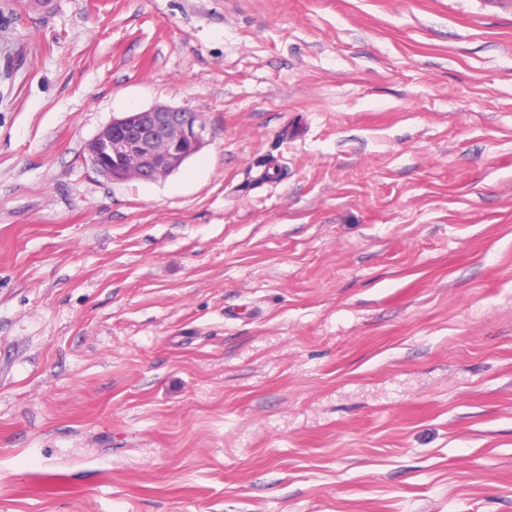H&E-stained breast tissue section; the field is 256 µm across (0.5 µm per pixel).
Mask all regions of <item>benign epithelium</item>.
<instances>
[{"label":"benign epithelium","mask_w":512,"mask_h":512,"mask_svg":"<svg viewBox=\"0 0 512 512\" xmlns=\"http://www.w3.org/2000/svg\"><path fill=\"white\" fill-rule=\"evenodd\" d=\"M203 132L199 113L156 105L112 119L88 145V157L113 181H155L202 149Z\"/></svg>","instance_id":"1"}]
</instances>
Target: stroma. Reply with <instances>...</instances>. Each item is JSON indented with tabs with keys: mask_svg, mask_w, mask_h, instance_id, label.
<instances>
[{
	"mask_svg": "<svg viewBox=\"0 0 512 512\" xmlns=\"http://www.w3.org/2000/svg\"><path fill=\"white\" fill-rule=\"evenodd\" d=\"M0 512H512V0H0ZM203 132L199 113L156 105L112 118L88 145V157L112 181H155L202 149Z\"/></svg>",
	"mask_w": 512,
	"mask_h": 512,
	"instance_id": "35a3bbf8",
	"label": "stroma"
}]
</instances>
